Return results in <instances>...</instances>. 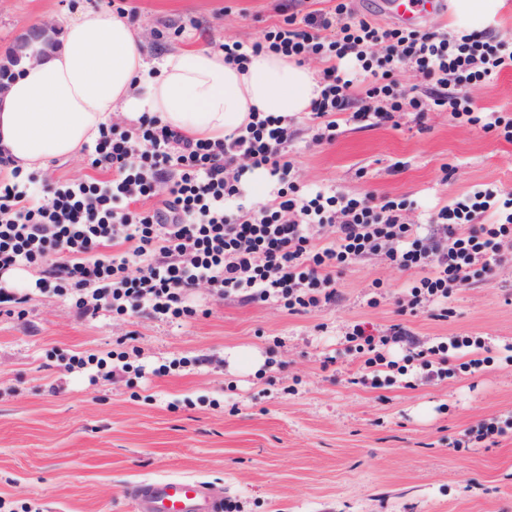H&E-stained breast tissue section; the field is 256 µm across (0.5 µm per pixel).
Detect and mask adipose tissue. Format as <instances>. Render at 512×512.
I'll return each mask as SVG.
<instances>
[{
    "instance_id": "obj_1",
    "label": "adipose tissue",
    "mask_w": 512,
    "mask_h": 512,
    "mask_svg": "<svg viewBox=\"0 0 512 512\" xmlns=\"http://www.w3.org/2000/svg\"><path fill=\"white\" fill-rule=\"evenodd\" d=\"M458 32L493 23L502 0H453ZM320 91L315 70L280 54L251 56L246 68L206 46L147 60L129 22L79 7L65 20L61 45L21 67L0 97V172L46 170L80 155L113 113H149L193 139H218L249 123L250 113L293 117L310 111Z\"/></svg>"
}]
</instances>
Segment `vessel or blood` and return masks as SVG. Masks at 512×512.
Instances as JSON below:
<instances>
[{
	"mask_svg": "<svg viewBox=\"0 0 512 512\" xmlns=\"http://www.w3.org/2000/svg\"><path fill=\"white\" fill-rule=\"evenodd\" d=\"M444 0H380L379 8L405 24L418 23L424 13L444 8ZM127 494L136 512H223L224 502L197 479L165 478L131 486Z\"/></svg>",
	"mask_w": 512,
	"mask_h": 512,
	"instance_id": "b4317fda",
	"label": "vessel or blood"
}]
</instances>
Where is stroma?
<instances>
[{"instance_id": "obj_1", "label": "stroma", "mask_w": 512, "mask_h": 512, "mask_svg": "<svg viewBox=\"0 0 512 512\" xmlns=\"http://www.w3.org/2000/svg\"><path fill=\"white\" fill-rule=\"evenodd\" d=\"M299 14L336 0H0V58L27 27L71 17L77 5L134 10L149 58L194 44L260 39L288 2ZM484 112L512 115V69L468 85ZM334 141L317 144L308 113L292 117L290 177L302 191L335 189L406 199L405 223L479 187L512 191V142L426 105L423 119L363 127L337 115ZM452 165L442 174L443 165ZM87 155L53 161L40 187L93 177ZM417 277L372 256L338 276V301L301 315L278 302H246L195 289L196 318L159 321L100 309L80 315L69 298L38 289L16 270L7 287L26 294L22 315L0 316V507L5 512H136L125 494L144 479L194 477L244 512H512V260L491 282L454 295L448 318L408 313ZM381 288H374V281ZM361 322L380 336L395 324L423 341L480 336L491 361L473 373L450 361L448 377L404 376L359 384L363 358L344 334ZM139 349L148 376L95 380L68 369L72 356ZM242 351L258 358L241 366ZM205 358L193 366L194 358ZM170 365L165 376L152 368ZM504 434L454 448L480 421Z\"/></svg>"}]
</instances>
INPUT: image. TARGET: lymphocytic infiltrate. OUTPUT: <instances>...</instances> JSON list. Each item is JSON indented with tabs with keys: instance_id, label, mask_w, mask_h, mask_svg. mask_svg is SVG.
<instances>
[{
	"instance_id": "obj_1",
	"label": "lymphocytic infiltrate",
	"mask_w": 512,
	"mask_h": 512,
	"mask_svg": "<svg viewBox=\"0 0 512 512\" xmlns=\"http://www.w3.org/2000/svg\"><path fill=\"white\" fill-rule=\"evenodd\" d=\"M223 49L226 60L239 64L263 50L323 58L322 90L311 107L319 141L334 138L339 112L381 126L396 113L421 111L420 98L392 79L407 62L428 81L433 105L512 141V116L475 111L464 92L468 84L512 68V43L486 34L381 28L351 18L338 0L331 12L284 15L261 40ZM349 55L365 75L358 89L337 66ZM291 137L286 118L262 112L215 141L185 138L146 114L128 130L102 129L90 165L113 171L112 180L59 186L47 195L32 174L0 183V273L35 268L38 286L72 297L84 314L105 306L177 320L196 315L187 298L202 283L219 298L241 292L300 314L336 300V272L377 254L402 270L420 271L410 289L408 307L414 311L442 305L473 281H491L512 254L511 191L479 190L442 207L427 223L407 224L401 219L405 203L397 198L332 190L299 196L289 179ZM241 157L277 182L272 204L244 215L237 211ZM172 163L180 175L158 198ZM344 340L364 357L365 385H378L386 371L407 375L413 366L425 379L442 377L454 354L471 373L485 363V343L473 336L418 344L405 327L375 336L356 323ZM391 343L411 345L407 364L387 358Z\"/></svg>"
}]
</instances>
